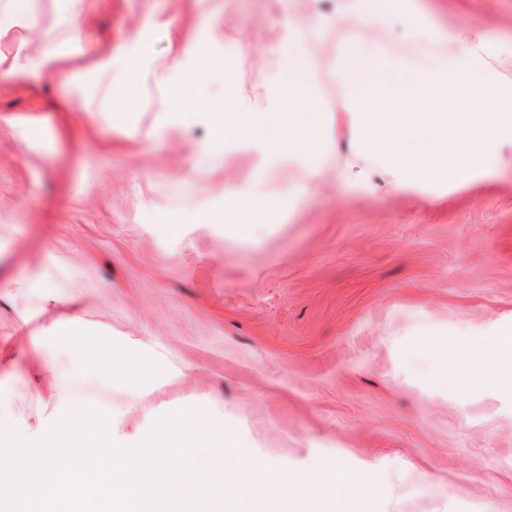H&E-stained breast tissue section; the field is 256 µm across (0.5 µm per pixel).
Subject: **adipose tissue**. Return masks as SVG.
Wrapping results in <instances>:
<instances>
[{"instance_id":"1","label":"adipose tissue","mask_w":512,"mask_h":512,"mask_svg":"<svg viewBox=\"0 0 512 512\" xmlns=\"http://www.w3.org/2000/svg\"><path fill=\"white\" fill-rule=\"evenodd\" d=\"M340 51L332 66L342 99L336 109V136L352 147L349 161L331 175L336 187L371 193L378 178L400 194L437 202L462 187L488 181L512 152V79L491 71L493 49L481 27L440 30L421 14L415 0H342L336 11ZM409 25V53L385 36L395 18ZM319 23L289 24L277 47L285 84L270 106L254 108L229 99L225 111L210 114L216 147L246 149L257 157L249 191L224 192V217L257 224L278 215L283 202L262 188L283 165L305 171L307 182L288 192L292 203L314 194L324 172L331 138L314 84L306 74L313 62L308 45L320 40ZM55 349H78L71 374L106 372L141 384L157 374L140 356L80 327L58 322ZM351 484L341 470L318 482H292L279 498L278 512H336Z\"/></svg>"}]
</instances>
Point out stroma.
Returning a JSON list of instances; mask_svg holds the SVG:
<instances>
[{
	"label": "stroma",
	"instance_id": "1",
	"mask_svg": "<svg viewBox=\"0 0 512 512\" xmlns=\"http://www.w3.org/2000/svg\"><path fill=\"white\" fill-rule=\"evenodd\" d=\"M433 6L443 27L485 24L493 70L512 78V0ZM335 13L336 0H89L75 24L63 0H35L0 52L63 60L0 81V429L34 441L85 405L131 447L190 409L231 432L239 464L367 476L346 512H512V386L462 378L512 328V156L441 203L330 189L268 224L214 223L256 159L203 154L207 116L182 120L154 83L174 59L171 81L208 108L230 90L266 105L288 18L317 16L310 76L332 119ZM107 51L136 73L88 71ZM205 55L239 64L207 74ZM62 319L163 379L65 377L48 343Z\"/></svg>",
	"mask_w": 512,
	"mask_h": 512
}]
</instances>
